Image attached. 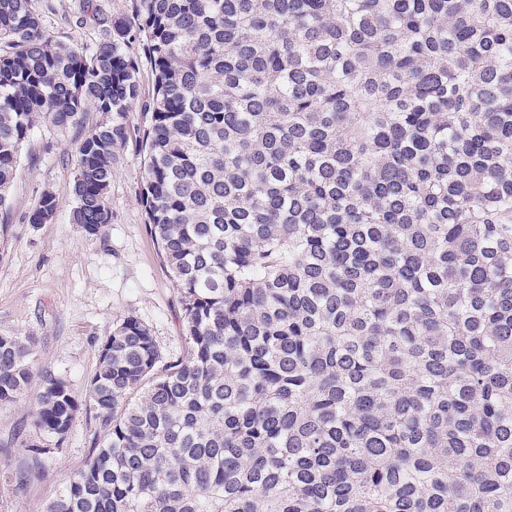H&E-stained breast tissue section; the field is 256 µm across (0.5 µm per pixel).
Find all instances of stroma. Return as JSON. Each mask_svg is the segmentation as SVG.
Masks as SVG:
<instances>
[{
	"label": "stroma",
	"instance_id": "stroma-1",
	"mask_svg": "<svg viewBox=\"0 0 512 512\" xmlns=\"http://www.w3.org/2000/svg\"><path fill=\"white\" fill-rule=\"evenodd\" d=\"M43 26L56 40L93 50L109 39L115 20L130 16V0H32ZM140 95L126 122L129 138L118 150L108 194L111 220L99 237L70 221L74 205L75 146L84 131L59 132L38 125L24 147L6 209L0 247V334L37 336V367L63 378L77 400H85L100 347L129 316L147 325L164 360L184 343L177 286L146 229L139 203L142 184L138 130L152 98L153 75L139 62ZM58 208L51 221L27 223L44 192ZM32 379L26 399L0 409V512H43L46 503L87 466L99 427L92 413L77 414L64 438L43 437L47 452L39 472L23 489L11 481L28 465L22 444L34 433L32 411L39 390Z\"/></svg>",
	"mask_w": 512,
	"mask_h": 512
}]
</instances>
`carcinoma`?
Listing matches in <instances>:
<instances>
[{
    "label": "carcinoma",
    "mask_w": 512,
    "mask_h": 512,
    "mask_svg": "<svg viewBox=\"0 0 512 512\" xmlns=\"http://www.w3.org/2000/svg\"><path fill=\"white\" fill-rule=\"evenodd\" d=\"M131 2L85 50L0 0V207L37 125L97 112L71 221L102 235L138 42L183 312L161 368L117 325L82 404L41 371L36 430L104 432L43 512H512V0ZM35 345L0 334V408Z\"/></svg>",
    "instance_id": "1"
}]
</instances>
